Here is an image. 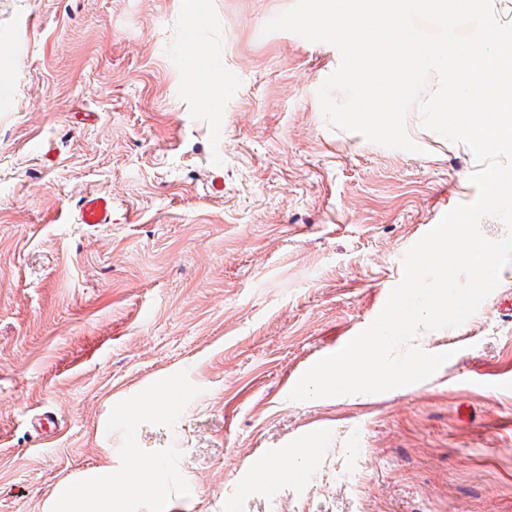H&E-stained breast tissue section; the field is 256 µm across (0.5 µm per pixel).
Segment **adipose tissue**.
<instances>
[{
  "label": "adipose tissue",
  "mask_w": 512,
  "mask_h": 512,
  "mask_svg": "<svg viewBox=\"0 0 512 512\" xmlns=\"http://www.w3.org/2000/svg\"><path fill=\"white\" fill-rule=\"evenodd\" d=\"M203 27L201 18L192 19L186 44L196 52L194 61L197 77L190 81L189 86L195 89L199 85H206L205 103L219 107L224 102V66L198 54ZM166 481V474L161 468L136 461L120 475H112L107 470L95 477L92 484L99 490L97 497H88L81 491L68 493L56 512H116V506L123 496L134 492L160 493Z\"/></svg>",
  "instance_id": "adipose-tissue-1"
}]
</instances>
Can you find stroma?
Here are the masks:
<instances>
[{"label":"stroma","instance_id":"stroma-1","mask_svg":"<svg viewBox=\"0 0 512 512\" xmlns=\"http://www.w3.org/2000/svg\"><path fill=\"white\" fill-rule=\"evenodd\" d=\"M293 3L0 0V512H53L135 455L167 485L126 512H512V265L462 325L419 331L456 353L429 379L288 398L480 168L413 109L415 153L333 127L338 49L263 32ZM196 14L235 86L218 109L185 85ZM91 191L109 223L77 222ZM163 408L161 401L151 398L142 406L120 405L116 409V415L126 423H133L140 419L144 413L161 412Z\"/></svg>","mask_w":512,"mask_h":512}]
</instances>
